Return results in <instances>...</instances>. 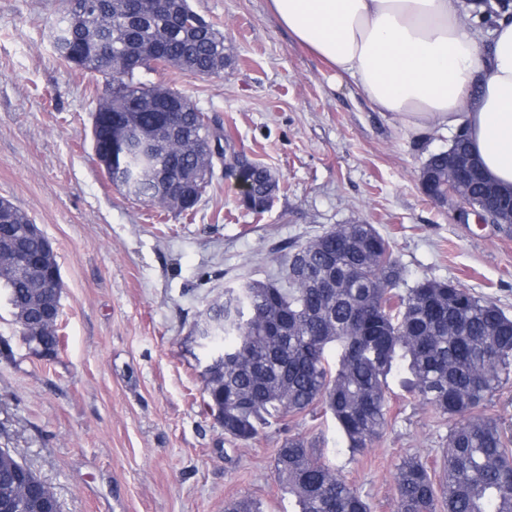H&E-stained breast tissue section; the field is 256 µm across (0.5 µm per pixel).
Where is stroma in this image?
<instances>
[{
  "label": "stroma",
  "mask_w": 512,
  "mask_h": 512,
  "mask_svg": "<svg viewBox=\"0 0 512 512\" xmlns=\"http://www.w3.org/2000/svg\"><path fill=\"white\" fill-rule=\"evenodd\" d=\"M190 3L223 33L230 63L208 78L166 69L148 79L182 92L278 175L263 214L239 207L220 166L193 219L125 199L93 160L105 81L53 48L58 0H0V198L39 225L63 281L55 358L34 351L0 306L12 349L0 357V448L54 489L62 512H224L243 497L262 512H297L274 469L295 436L372 512H396L398 464L439 467L453 426L406 391L403 367L388 378V425L363 454H350L320 407L240 441L203 408L207 349L191 329L225 288L275 274L277 248L353 222L390 241L398 292L452 282L512 316V234L459 223L426 198L420 168L447 136L402 132L280 26L269 0Z\"/></svg>",
  "instance_id": "1"
}]
</instances>
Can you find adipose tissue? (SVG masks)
<instances>
[{
    "label": "adipose tissue",
    "mask_w": 512,
    "mask_h": 512,
    "mask_svg": "<svg viewBox=\"0 0 512 512\" xmlns=\"http://www.w3.org/2000/svg\"><path fill=\"white\" fill-rule=\"evenodd\" d=\"M270 8L406 133L466 131L484 173L512 189V15L486 45L467 0H271Z\"/></svg>",
    "instance_id": "adipose-tissue-1"
}]
</instances>
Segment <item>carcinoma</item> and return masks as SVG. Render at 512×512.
Returning <instances> with one entry per match:
<instances>
[{
	"instance_id": "cac0c4a2",
	"label": "carcinoma",
	"mask_w": 512,
	"mask_h": 512,
	"mask_svg": "<svg viewBox=\"0 0 512 512\" xmlns=\"http://www.w3.org/2000/svg\"><path fill=\"white\" fill-rule=\"evenodd\" d=\"M85 0H61L66 35L52 33L57 55L69 65L101 74L108 91L100 97L95 129L100 149L112 152V116L128 120L130 154L121 165H142L144 140L153 142V163L173 179L194 175L193 203L155 200L149 175L136 183L137 200L189 216L212 183L214 160L227 177L248 188L251 200L280 190L265 165L221 138L207 113L180 91L120 73L119 62L149 46L146 71L172 67L195 75L219 74L228 62L224 34L199 17L190 0L175 8L131 13L128 0H93L96 19L81 12ZM182 100L177 129L165 134L158 104ZM224 141L217 156L198 154L193 144ZM450 151L469 153L465 138ZM448 151V152H450ZM448 152L432 154L419 182L435 196L448 180ZM492 181L463 184L460 193L476 212L494 191ZM29 216L0 198V239L17 234ZM280 281H252L224 291L206 314L208 344L224 351V367L202 379L204 404L224 415V434L248 441L289 415L322 405L336 420L347 448L361 452L387 425V379L397 361L406 363L410 392L422 404L457 419L448 435L442 474L407 458L397 467V512H512V437L481 408L512 378V318L493 301L452 283L425 279L395 292L403 269L392 246L372 224H342L315 239L289 246L277 258ZM39 280L0 268V297L11 307L23 335L58 343L57 330L43 324L36 302ZM335 352L336 362L328 361ZM22 462L0 448V512H31L32 501L15 496ZM275 471L294 496L298 512H370L361 495L316 458L299 437L278 448Z\"/></svg>"
}]
</instances>
